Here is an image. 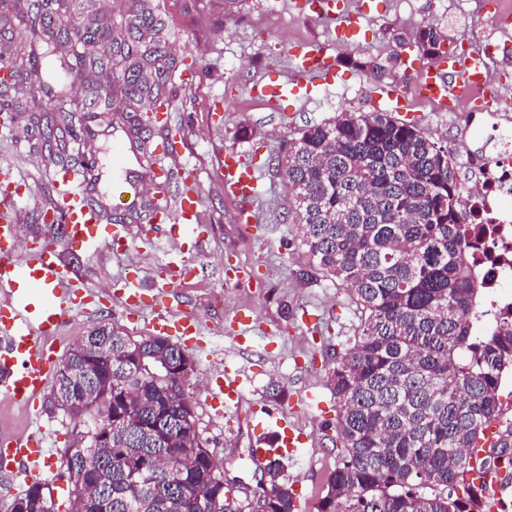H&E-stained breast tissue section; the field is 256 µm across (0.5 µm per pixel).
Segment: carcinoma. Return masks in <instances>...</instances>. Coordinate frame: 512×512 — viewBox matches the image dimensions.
<instances>
[{"instance_id":"obj_1","label":"carcinoma","mask_w":512,"mask_h":512,"mask_svg":"<svg viewBox=\"0 0 512 512\" xmlns=\"http://www.w3.org/2000/svg\"><path fill=\"white\" fill-rule=\"evenodd\" d=\"M30 40L29 69L16 63L14 40L0 43L10 69L0 88L23 82L24 110H38L44 90L70 94L86 87L98 66L95 43L112 37V24L93 19L68 55L75 23L56 21L52 0L18 9ZM160 20L149 0H133L127 35L155 34L154 55L166 56ZM443 33L429 23L415 32L426 55L439 54ZM399 54L357 62L381 78ZM46 70L55 81L35 84ZM120 92L142 93L139 68L122 69ZM170 105L165 88L147 91L146 120ZM279 169L297 191L289 217L307 256L302 276L345 285L356 297L361 323L354 342L335 357L328 384L336 398L341 453L326 479L319 512H482L463 483L469 449L498 413V391L512 374V323L474 335L482 285L469 261L466 216L458 209L456 166L448 147L424 137L387 112H344L333 122L307 125L288 144ZM89 352L79 341L60 363L50 407L68 402L82 411L84 430L63 457L85 468L65 512H240L233 488L211 481L209 458L196 426L193 394L174 376L175 357L189 356L168 338L136 339L112 328L90 331ZM95 389L112 400V428H101L100 408L81 410ZM267 466L261 488L267 512H292L293 496ZM51 497L34 484L11 502V512H43Z\"/></svg>"}]
</instances>
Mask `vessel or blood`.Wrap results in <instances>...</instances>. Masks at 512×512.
Here are the masks:
<instances>
[{"label": "vessel or blood", "instance_id": "vessel-or-blood-1", "mask_svg": "<svg viewBox=\"0 0 512 512\" xmlns=\"http://www.w3.org/2000/svg\"><path fill=\"white\" fill-rule=\"evenodd\" d=\"M313 12L327 21L338 22L343 36L357 35L358 18L368 16V0H344L341 14L321 7L312 0ZM290 75L286 83L262 77L256 79L250 92L253 96L280 104L286 100L307 103L312 93L321 86H333L340 76L323 46L301 45L289 56ZM476 60H465L455 55L441 56L433 65L421 70L417 88L425 96L437 101L440 109H447L448 100L465 93L474 81ZM225 193L242 202L239 211L241 223L253 224L258 219L254 208L257 179L251 169L240 167L232 159H225L219 170ZM95 168L62 172L56 184L60 190L56 203V218L49 221L45 237L30 247L25 257L12 254L11 247L17 235L15 222L16 199L9 192L0 193V397L27 407L43 392L53 363V354L47 340L57 336L63 325L75 313L94 304L96 288L59 255L60 243L83 252H98L108 247L115 253L128 249L130 241L125 229L102 225L99 214L84 203L87 186L96 181ZM199 194L182 193L173 211L162 214L157 225L146 232L145 243L165 238L170 249L154 278L153 287L142 284L137 272H126L113 284L112 295L121 308L137 311L145 297H152L160 313L149 325L159 336H172L192 346H201L204 338L198 321L189 315L168 312L169 300L177 289L198 268L196 255L207 239V228L200 220ZM249 377L247 366L225 371L208 389V401L228 410H239L244 395L243 386ZM277 430L270 447L258 448L254 457L267 462L276 456L291 454L305 442V435L288 417L276 418ZM495 443L493 429H486L482 446L469 452L471 474H483L485 479L499 481L500 473L488 470L486 458ZM0 462L12 472L17 488L33 482L35 474L47 465V439L43 429L22 433L0 440Z\"/></svg>", "mask_w": 512, "mask_h": 512}]
</instances>
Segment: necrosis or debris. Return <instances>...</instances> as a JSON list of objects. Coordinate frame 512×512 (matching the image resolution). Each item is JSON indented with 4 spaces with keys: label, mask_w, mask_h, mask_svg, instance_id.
<instances>
[{
    "label": "necrosis or debris",
    "mask_w": 512,
    "mask_h": 512,
    "mask_svg": "<svg viewBox=\"0 0 512 512\" xmlns=\"http://www.w3.org/2000/svg\"><path fill=\"white\" fill-rule=\"evenodd\" d=\"M463 39L486 54L495 77L450 104L449 122L463 134L485 141V153L468 156L459 172V203L480 235L470 265L480 278L487 307L474 325L483 334L512 322V71L499 63L495 33L470 28Z\"/></svg>",
    "instance_id": "obj_1"
}]
</instances>
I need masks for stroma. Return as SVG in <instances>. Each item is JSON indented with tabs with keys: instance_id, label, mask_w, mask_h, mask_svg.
Returning <instances> with one entry per match:
<instances>
[{
	"instance_id": "35a3bbf8",
	"label": "stroma",
	"mask_w": 512,
	"mask_h": 512,
	"mask_svg": "<svg viewBox=\"0 0 512 512\" xmlns=\"http://www.w3.org/2000/svg\"><path fill=\"white\" fill-rule=\"evenodd\" d=\"M151 2L163 22L160 36L180 72L172 81L169 112L160 114L152 125L136 126L131 122L134 103L118 96L113 113L78 112L49 144L32 131L27 113H18L10 130L0 134V169L12 168L23 184L15 247L25 252L45 229L44 214L55 199L51 155L96 163L102 177L86 193L96 200L101 215L118 214L132 244L118 255L107 249L91 254L63 248L64 260L102 294L96 311L75 314L52 338L54 359L62 361L82 336L100 326L137 338L149 336L150 307L126 315L109 287L128 265L139 267L144 278H151L165 256V246L143 248L137 239L151 224L160 197L174 199L180 190L172 183L165 193H157L150 179L155 146L175 136L176 150L164 164L190 172L201 195V222L208 228L207 244L196 256L199 275L184 283L171 301L172 312L192 315L208 339L206 349L192 350L196 372L186 383L194 396L198 432L222 462L225 479L237 483L236 496L242 501L267 478L264 470L250 462L258 438L254 424L267 411L288 414L304 432L306 443L283 458L278 477L292 489L295 512H318L337 455L336 403L327 374L333 355L353 343L361 311L347 287L323 278H302L306 257L288 220V191L276 171V160L306 125L334 121L344 112L391 111L376 94L378 82L373 74L358 63L382 61L395 52L400 53L401 62L383 81L404 94L405 106L393 111L395 119L416 127L431 140L447 143L452 136L447 113L415 100L418 70L432 59L415 45L397 46L395 38L413 33L426 21L444 32L443 48L452 51L462 44L461 28L452 22V14L466 10L468 24L479 28L491 27L493 16L477 9L476 0H375L371 15L362 21L360 35L342 41L333 26L312 12L308 0H239L229 10L224 0ZM132 3L83 0L85 14L110 21L113 27L111 39L98 43V55L115 53L125 39L122 23ZM311 43L329 46L342 77L339 86L319 89L307 105L276 111L251 95L253 81L261 76L287 78L290 51ZM116 139L138 164L128 171V179L147 184L129 209H114L111 201L112 142ZM229 151L254 167L258 177L260 222L250 229L239 222V204L225 195L217 178L219 164ZM244 315L259 326L254 337L257 352L249 363L243 407L223 417L206 402L207 384L214 374V360L228 365L238 362L230 333ZM37 408L33 414L0 402V438L30 431L33 415H40L48 429L51 457L44 478L51 483L55 502H65L71 485L60 477L62 452L74 443L83 425L63 411H48L46 399H39Z\"/></svg>"
}]
</instances>
